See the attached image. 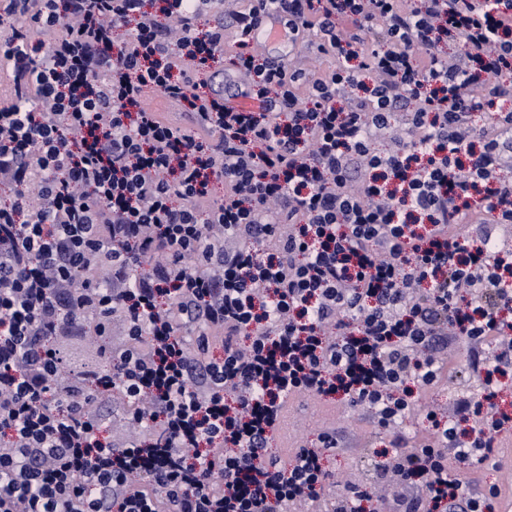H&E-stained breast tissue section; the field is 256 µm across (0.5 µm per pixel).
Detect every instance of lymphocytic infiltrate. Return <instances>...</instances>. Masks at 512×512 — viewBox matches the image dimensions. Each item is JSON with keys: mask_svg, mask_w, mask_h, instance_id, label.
Returning a JSON list of instances; mask_svg holds the SVG:
<instances>
[{"mask_svg": "<svg viewBox=\"0 0 512 512\" xmlns=\"http://www.w3.org/2000/svg\"><path fill=\"white\" fill-rule=\"evenodd\" d=\"M234 3L0 0V512H288L338 486L332 512H365L332 431L272 452L299 393L370 412L391 512H495L500 488L448 463L512 431L485 372L512 368V0ZM214 11L229 26L201 29ZM269 12L335 68L258 51ZM224 60L253 107L201 91ZM457 340L485 377L447 420L420 397ZM145 106L152 112H158L160 116L181 125L184 128L194 129L195 124L188 112L181 107L159 95L149 94L145 99ZM56 344L80 365L90 367L99 362L96 349L86 345L80 337L60 336L56 338Z\"/></svg>", "mask_w": 512, "mask_h": 512, "instance_id": "f902f5d3", "label": "lymphocytic infiltrate"}]
</instances>
